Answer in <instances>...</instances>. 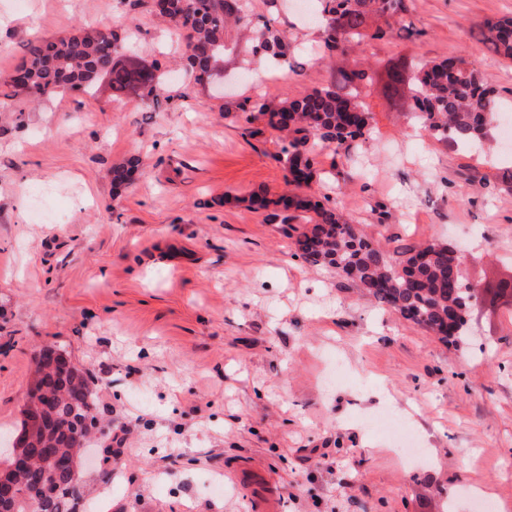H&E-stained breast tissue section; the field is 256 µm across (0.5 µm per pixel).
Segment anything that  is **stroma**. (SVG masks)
I'll return each mask as SVG.
<instances>
[{
    "instance_id": "stroma-1",
    "label": "stroma",
    "mask_w": 512,
    "mask_h": 512,
    "mask_svg": "<svg viewBox=\"0 0 512 512\" xmlns=\"http://www.w3.org/2000/svg\"><path fill=\"white\" fill-rule=\"evenodd\" d=\"M284 33L295 74L229 46L211 83L176 74L182 37L142 0H0V81L29 38L135 29L163 72L160 105L71 91L25 107L0 96V448L10 449L47 345L90 368L121 436L111 474L82 478L108 512H512V308L479 303L451 345L377 305L336 269L295 257L265 211L229 204L285 188L282 142L243 100L327 85L316 0H250ZM512 0H408L407 39H364L381 72L462 56L512 109V62L474 36ZM360 98L374 132L350 158L320 155L317 195L383 249L465 248L463 276L512 274V142L484 155L415 130L381 81ZM142 161L113 190V164ZM344 376L334 379L337 362ZM425 457L371 428L385 411Z\"/></svg>"
}]
</instances>
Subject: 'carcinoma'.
Instances as JSON below:
<instances>
[{"instance_id":"cac0c4a2","label":"carcinoma","mask_w":512,"mask_h":512,"mask_svg":"<svg viewBox=\"0 0 512 512\" xmlns=\"http://www.w3.org/2000/svg\"><path fill=\"white\" fill-rule=\"evenodd\" d=\"M322 38L327 56L335 63L332 82L295 99L277 104L257 99L242 103L246 121L262 116L266 125L284 136L279 160L288 170L290 189L275 199L254 193L237 202L250 209L268 211L266 220L283 225L294 248L305 261L332 267L377 304L386 306L434 335L448 331L453 341L464 335L471 307L470 294L459 272L460 256L448 244L396 246L383 250L373 245L354 220L329 198L305 191L317 176L320 150L333 155L349 151L369 139L371 115L360 100L361 86L374 81L373 72L346 58L344 46L366 37L383 39L395 28L371 29L375 16L395 18L407 11L406 0H319ZM152 13L186 38V73L197 84L213 77L231 31L246 30L250 52L256 60L281 61L295 73L303 64L288 61V44L271 20L245 12L242 0H151ZM481 41L496 56L512 61V17L478 27ZM132 34L114 28H77L57 39L33 38L9 83L5 97L53 96L67 90L93 92L100 75L107 74L113 95L126 93L131 73L117 66L120 51ZM161 77L143 70L136 92L159 104ZM411 91L408 110L439 142L467 146L489 139L499 109L495 89L463 57L418 63L414 70L404 63L390 67L384 91L394 103ZM140 159L130 157L112 166V187L128 185ZM66 357L49 346L41 350L36 377L22 409V427L37 411L48 421L45 431L32 440L39 462L26 471L30 491L42 493L47 482L68 490L49 503V512H79L87 493L73 468L82 465L76 448L91 436L86 418L99 415L92 372L75 366L63 375L51 367Z\"/></svg>"}]
</instances>
